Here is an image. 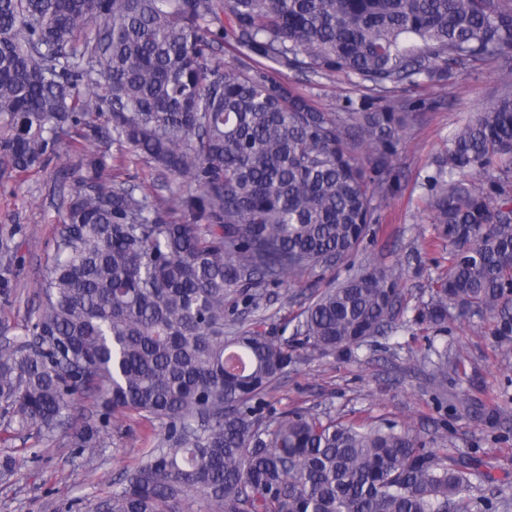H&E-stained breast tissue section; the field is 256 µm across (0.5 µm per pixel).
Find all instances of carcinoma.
<instances>
[{"label":"carcinoma","instance_id":"obj_1","mask_svg":"<svg viewBox=\"0 0 512 512\" xmlns=\"http://www.w3.org/2000/svg\"><path fill=\"white\" fill-rule=\"evenodd\" d=\"M94 24L96 36L78 34ZM225 44L269 67H237ZM493 60L509 78L435 160L428 204L448 268L426 317L500 313L512 335V205L468 178L512 166V0H0V164L66 159L63 229L34 320L0 336V420L68 430L90 464L116 415L156 447L87 512H471L468 467L384 422L272 415L295 347L347 352L393 328L400 273L366 264L288 325L237 323L263 290L354 255L388 199L400 133L425 113L386 93ZM342 72L373 92L323 112L274 67ZM117 153H112V147ZM142 160L169 196L117 170ZM416 358L448 380V350ZM95 413L73 425L81 399Z\"/></svg>","mask_w":512,"mask_h":512}]
</instances>
